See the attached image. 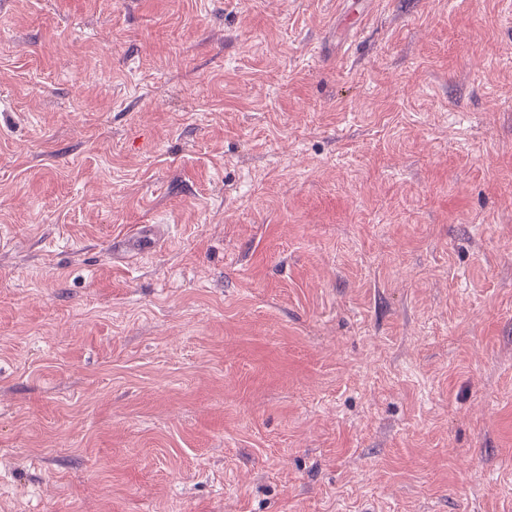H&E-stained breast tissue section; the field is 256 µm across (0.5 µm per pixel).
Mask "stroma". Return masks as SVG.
I'll list each match as a JSON object with an SVG mask.
<instances>
[{
	"mask_svg": "<svg viewBox=\"0 0 512 512\" xmlns=\"http://www.w3.org/2000/svg\"><path fill=\"white\" fill-rule=\"evenodd\" d=\"M346 2L0 0V512H512V0ZM158 225L148 224L135 229L134 234L122 235L112 242L114 251L121 258L134 255H145L157 247Z\"/></svg>",
	"mask_w": 512,
	"mask_h": 512,
	"instance_id": "1",
	"label": "stroma"
}]
</instances>
